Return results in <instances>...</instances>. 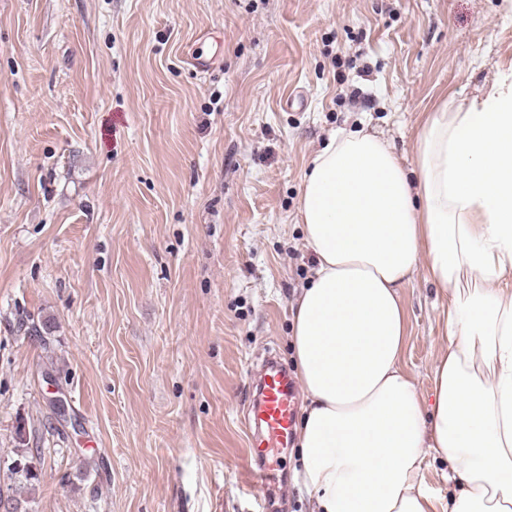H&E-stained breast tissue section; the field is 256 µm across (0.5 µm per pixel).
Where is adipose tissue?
<instances>
[{"label":"adipose tissue","mask_w":512,"mask_h":512,"mask_svg":"<svg viewBox=\"0 0 512 512\" xmlns=\"http://www.w3.org/2000/svg\"><path fill=\"white\" fill-rule=\"evenodd\" d=\"M298 218L314 267L292 305L296 480L313 512H512V66L427 116L414 168L366 130L333 134ZM421 265L448 297L427 408L402 364ZM434 462L457 487L444 505ZM441 469L442 466L440 464L428 468L424 474L425 484L432 493L444 498L446 502L448 501V496L457 489H455L454 484H448V481L443 478Z\"/></svg>","instance_id":"obj_1"}]
</instances>
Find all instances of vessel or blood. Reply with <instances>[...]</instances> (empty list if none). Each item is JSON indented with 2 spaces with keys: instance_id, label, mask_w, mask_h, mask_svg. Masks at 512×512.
<instances>
[{
  "instance_id": "obj_1",
  "label": "vessel or blood",
  "mask_w": 512,
  "mask_h": 512,
  "mask_svg": "<svg viewBox=\"0 0 512 512\" xmlns=\"http://www.w3.org/2000/svg\"><path fill=\"white\" fill-rule=\"evenodd\" d=\"M297 398V378L274 356H266L263 374L245 417L251 438L249 462L243 466L241 475L253 492L263 491L270 479L263 465L267 449L287 447L293 439Z\"/></svg>"
}]
</instances>
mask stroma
Listing matches in <instances>:
<instances>
[{
  "label": "stroma",
  "mask_w": 512,
  "mask_h": 512,
  "mask_svg": "<svg viewBox=\"0 0 512 512\" xmlns=\"http://www.w3.org/2000/svg\"><path fill=\"white\" fill-rule=\"evenodd\" d=\"M511 63L512 0H0V457L35 450L29 512H254L309 160L363 127L414 165L427 113ZM402 298L427 404L447 300L421 271ZM268 460L265 512H312L297 446ZM297 398V378L278 363L273 353H268L263 374L249 401L245 417L251 433L250 451L249 462L243 466L240 474L252 492L263 491L271 478L266 449L287 447L293 439ZM253 463L259 466V470L254 469Z\"/></svg>",
  "instance_id": "stroma-1"
}]
</instances>
